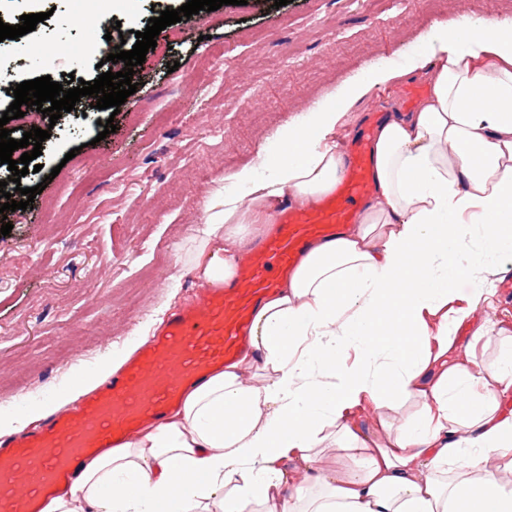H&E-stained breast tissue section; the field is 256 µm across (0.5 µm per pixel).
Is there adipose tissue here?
<instances>
[{
  "label": "adipose tissue",
  "instance_id": "ef3b65f1",
  "mask_svg": "<svg viewBox=\"0 0 512 512\" xmlns=\"http://www.w3.org/2000/svg\"><path fill=\"white\" fill-rule=\"evenodd\" d=\"M426 70L418 108L374 131V193L357 221L265 298L242 354L164 424L90 459L43 512H512V482L486 467L512 456V336L490 365L451 357L461 328L487 333L472 320L488 300L479 274L512 257V29L439 24L368 84ZM366 86L279 130L275 161L228 174L204 206L201 280L231 281L252 225L271 230L285 197L335 191L336 130ZM366 400L381 435L353 422ZM327 442L345 466H319Z\"/></svg>",
  "mask_w": 512,
  "mask_h": 512
}]
</instances>
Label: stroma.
I'll return each instance as SVG.
<instances>
[{
    "mask_svg": "<svg viewBox=\"0 0 512 512\" xmlns=\"http://www.w3.org/2000/svg\"><path fill=\"white\" fill-rule=\"evenodd\" d=\"M186 0H126L115 12L121 36L90 39L81 19L98 0H0V21L46 13L35 31L0 42V113L7 88L24 78L72 74L86 81L110 71L115 45H134L154 12ZM248 0L200 11L162 30L155 50L135 66L137 89L118 114L81 98L49 130L42 169L9 182L43 185L32 209L8 213L0 235V413L26 416L157 330V312L187 302L199 280L192 257L206 199L225 174L276 151L278 128L375 67H403L437 23L463 16L512 22L505 0ZM232 63H225V52ZM178 63L175 72L167 66ZM428 92L421 76L369 90L337 129L341 144L373 129L385 112H411ZM116 130L99 138V123ZM99 161L89 170L88 158ZM491 295L474 313L489 339L460 330L458 357L493 360L500 336H512V260L483 273Z\"/></svg>",
    "mask_w": 512,
    "mask_h": 512,
    "instance_id": "35a3bbf8",
    "label": "stroma"
}]
</instances>
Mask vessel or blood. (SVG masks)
Instances as JSON below:
<instances>
[{"label": "vessel or blood", "instance_id": "vessel-or-blood-1", "mask_svg": "<svg viewBox=\"0 0 512 512\" xmlns=\"http://www.w3.org/2000/svg\"><path fill=\"white\" fill-rule=\"evenodd\" d=\"M371 190L366 144L355 142L338 192L320 204L287 205L276 236L254 247L236 277L171 313L157 336L112 374L78 410L48 414L40 432L0 442V512H40L86 460L162 423L184 388L202 384L237 356L254 309L319 241L334 239Z\"/></svg>", "mask_w": 512, "mask_h": 512}]
</instances>
